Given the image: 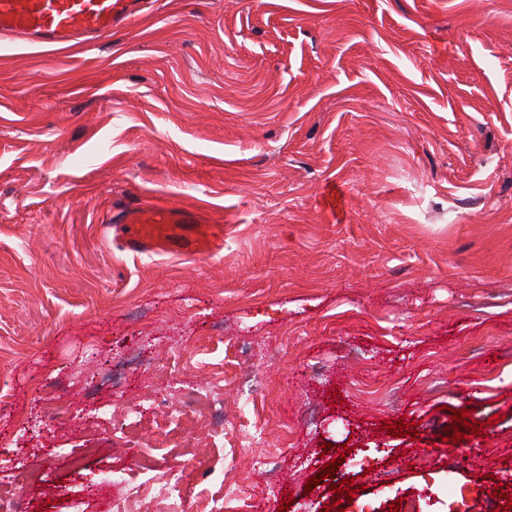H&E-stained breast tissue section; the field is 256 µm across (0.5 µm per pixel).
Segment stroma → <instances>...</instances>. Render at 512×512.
Returning a JSON list of instances; mask_svg holds the SVG:
<instances>
[{
  "mask_svg": "<svg viewBox=\"0 0 512 512\" xmlns=\"http://www.w3.org/2000/svg\"><path fill=\"white\" fill-rule=\"evenodd\" d=\"M141 197L223 225V254L113 247ZM210 381L223 433L171 419ZM183 438L224 469L179 512H324L354 477L342 512L512 495V0H149L81 49L0 43V484L121 512Z\"/></svg>",
  "mask_w": 512,
  "mask_h": 512,
  "instance_id": "stroma-1",
  "label": "stroma"
}]
</instances>
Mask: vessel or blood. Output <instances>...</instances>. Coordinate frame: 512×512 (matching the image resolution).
I'll use <instances>...</instances> for the list:
<instances>
[{
    "label": "vessel or blood",
    "instance_id": "b4317fda",
    "mask_svg": "<svg viewBox=\"0 0 512 512\" xmlns=\"http://www.w3.org/2000/svg\"><path fill=\"white\" fill-rule=\"evenodd\" d=\"M144 0H0V38L57 47L92 42L133 24ZM122 247L136 255L218 257L224 227L202 224L195 212L140 201L120 210L112 227Z\"/></svg>",
    "mask_w": 512,
    "mask_h": 512
}]
</instances>
